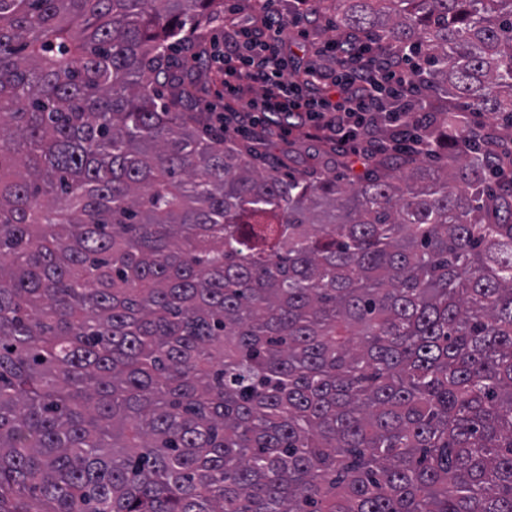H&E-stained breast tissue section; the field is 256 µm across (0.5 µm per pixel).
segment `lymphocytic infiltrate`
Returning <instances> with one entry per match:
<instances>
[{"label":"lymphocytic infiltrate","mask_w":512,"mask_h":512,"mask_svg":"<svg viewBox=\"0 0 512 512\" xmlns=\"http://www.w3.org/2000/svg\"><path fill=\"white\" fill-rule=\"evenodd\" d=\"M252 19L224 16V110L217 123L235 124L242 134L259 128L269 138L302 132L343 152L369 159L385 144L365 143L369 126L385 115L396 142H406L419 123L408 101L416 95L411 54L380 52L357 33L329 39L317 49V63L303 72L289 70L286 47L306 38L307 15L284 16L277 0H255Z\"/></svg>","instance_id":"obj_1"}]
</instances>
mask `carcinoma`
Instances as JSON below:
<instances>
[{"label": "carcinoma", "mask_w": 512, "mask_h": 512, "mask_svg": "<svg viewBox=\"0 0 512 512\" xmlns=\"http://www.w3.org/2000/svg\"><path fill=\"white\" fill-rule=\"evenodd\" d=\"M220 0H0V512H512V0H330L437 156L300 178L156 86Z\"/></svg>", "instance_id": "cac0c4a2"}]
</instances>
